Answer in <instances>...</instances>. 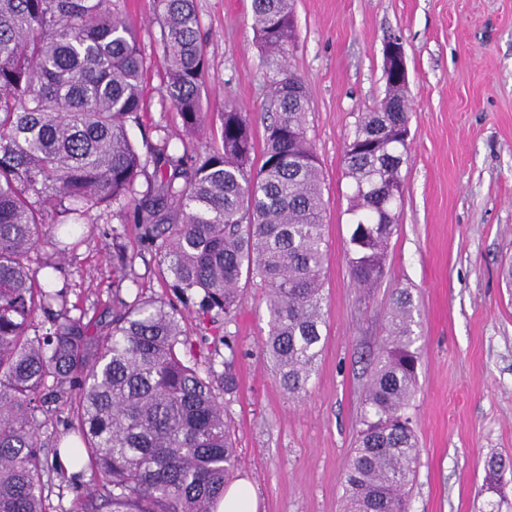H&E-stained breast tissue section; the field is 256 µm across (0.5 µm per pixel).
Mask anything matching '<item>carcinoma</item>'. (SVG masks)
Wrapping results in <instances>:
<instances>
[{"mask_svg": "<svg viewBox=\"0 0 512 512\" xmlns=\"http://www.w3.org/2000/svg\"><path fill=\"white\" fill-rule=\"evenodd\" d=\"M163 28L165 96L185 132L205 129L207 58L194 0H153ZM270 88L261 164L249 115L224 107L220 146L141 153L127 124L148 112V73L119 0H0V512H46L43 420L67 407L69 460L92 488L59 512H215L238 470L228 416L240 356L224 331V372L206 336L181 327L235 322L241 276L268 312L262 349L280 387L306 392L323 348L322 178L307 135L308 99L291 70L296 0H252ZM366 112L345 152L352 232L347 260L361 296L380 281L403 198L406 84ZM145 177L146 188H138ZM140 225L180 305L122 303L112 320L58 307L55 264L31 266L39 242L93 210ZM416 307L396 292L344 471L345 512H410L418 441L407 413L418 386ZM207 364L206 371L199 362Z\"/></svg>", "mask_w": 512, "mask_h": 512, "instance_id": "obj_1", "label": "carcinoma"}]
</instances>
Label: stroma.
Returning a JSON list of instances; mask_svg holds the SVG:
<instances>
[{"label": "stroma", "mask_w": 512, "mask_h": 512, "mask_svg": "<svg viewBox=\"0 0 512 512\" xmlns=\"http://www.w3.org/2000/svg\"><path fill=\"white\" fill-rule=\"evenodd\" d=\"M209 62L206 119L225 104L248 112L256 147L265 140L269 84L253 29L251 0H195ZM152 72L151 106L130 124L136 144L204 151L185 137L164 99L162 36L152 0H126ZM290 65L307 87L308 135L319 159L327 256L323 349L306 394L288 398L261 351L262 291L240 284L230 330L240 348L230 406L256 512H342V474L383 327L397 289L418 311V437L411 512H512V0H297ZM404 49L409 100L404 204L385 271L369 299L352 285L346 144L361 114L385 99L383 49ZM111 218L91 212L58 236L68 250L51 285L68 305L111 312L135 297L173 302L159 257L126 227L134 260L124 280L112 269Z\"/></svg>", "instance_id": "35a3bbf8"}]
</instances>
